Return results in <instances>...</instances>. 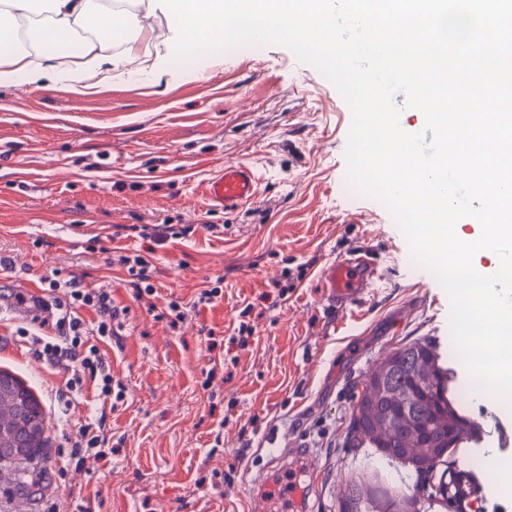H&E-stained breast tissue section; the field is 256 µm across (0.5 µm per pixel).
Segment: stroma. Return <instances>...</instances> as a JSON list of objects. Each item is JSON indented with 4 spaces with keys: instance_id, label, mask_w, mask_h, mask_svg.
Instances as JSON below:
<instances>
[{
    "instance_id": "1",
    "label": "stroma",
    "mask_w": 512,
    "mask_h": 512,
    "mask_svg": "<svg viewBox=\"0 0 512 512\" xmlns=\"http://www.w3.org/2000/svg\"><path fill=\"white\" fill-rule=\"evenodd\" d=\"M220 56L198 59L196 78L177 67L163 86L130 79L82 96L52 82L0 87V249L15 260L14 280L72 271L109 282L127 310L120 335L100 346L126 387L124 403L105 412L111 460L58 467L87 406L75 401L68 424L48 415L45 473L29 512H52L61 499L82 512H247L253 480L286 445L310 449L322 472L311 512H340L363 479L407 494L409 468L345 441L364 381L402 344L428 339L457 385L471 384L441 283L412 257L389 210L348 190L352 114L336 87L279 45ZM227 163L256 168L250 208L227 213L206 201L204 181ZM164 220L196 231L159 248L158 294L139 302L92 237ZM213 224L223 234L212 235ZM359 247L377 257L378 276L360 303L328 312L318 272ZM219 276L223 296L183 329L149 313ZM278 284L287 300L260 303ZM250 302L255 333L247 346L229 345ZM218 357L224 366L206 382ZM0 370L42 406H61L65 374L21 348L5 323ZM463 407L481 428L456 456L479 480L475 503L512 512V478L491 474L496 462L512 468V406L472 395Z\"/></svg>"
}]
</instances>
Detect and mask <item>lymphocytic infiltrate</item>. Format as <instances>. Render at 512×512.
Segmentation results:
<instances>
[{
	"instance_id": "f902f5d3",
	"label": "lymphocytic infiltrate",
	"mask_w": 512,
	"mask_h": 512,
	"mask_svg": "<svg viewBox=\"0 0 512 512\" xmlns=\"http://www.w3.org/2000/svg\"><path fill=\"white\" fill-rule=\"evenodd\" d=\"M191 224H120L117 236L142 240V248L113 247L108 266L118 267L135 299L142 300L156 292L153 273L155 252L173 239L190 237ZM43 307L49 317L40 319L37 329L20 328L18 336L26 339L32 354L51 368L64 370L69 396L82 395L86 384L96 385L100 396L113 402L123 401L125 387L102 357L99 341L117 336L122 328V310L112 304V289L105 284H91L75 273L53 270L42 277ZM94 311L87 320L86 311ZM77 437L65 465H83L86 459H109V438L101 416L89 413L79 419Z\"/></svg>"
}]
</instances>
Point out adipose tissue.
Masks as SVG:
<instances>
[{
	"instance_id": "obj_1",
	"label": "adipose tissue",
	"mask_w": 512,
	"mask_h": 512,
	"mask_svg": "<svg viewBox=\"0 0 512 512\" xmlns=\"http://www.w3.org/2000/svg\"><path fill=\"white\" fill-rule=\"evenodd\" d=\"M0 0V87L66 84L84 95L142 75L160 81L174 58L216 51L226 36L293 37L301 48L336 45L335 0ZM163 8L175 34L165 53L142 52L139 7Z\"/></svg>"
}]
</instances>
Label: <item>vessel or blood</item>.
<instances>
[{"label":"vessel or blood","mask_w":512,"mask_h":512,"mask_svg":"<svg viewBox=\"0 0 512 512\" xmlns=\"http://www.w3.org/2000/svg\"><path fill=\"white\" fill-rule=\"evenodd\" d=\"M257 186L250 165L228 164L207 181L205 194L210 202L231 212L255 203ZM377 271L378 263L366 248L351 251L325 266L321 281L326 308L341 312L361 302ZM18 291L21 299L11 307L14 317L33 318V307L43 296L41 288L25 283ZM318 476L311 453L293 448L272 457L255 482L260 512H309L308 493Z\"/></svg>","instance_id":"vessel-or-blood-1"}]
</instances>
